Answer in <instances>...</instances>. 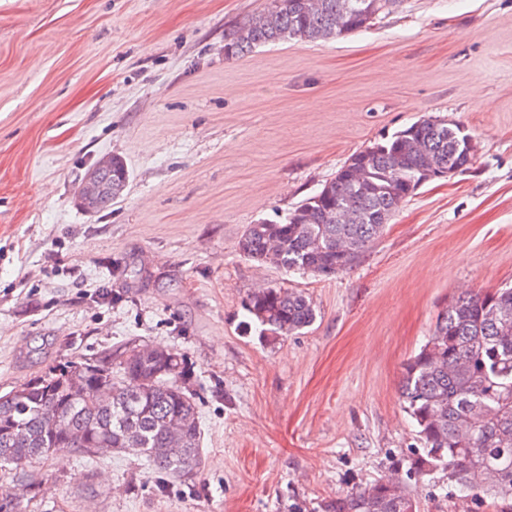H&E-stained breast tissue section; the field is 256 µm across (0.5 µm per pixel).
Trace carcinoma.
<instances>
[{
	"mask_svg": "<svg viewBox=\"0 0 512 512\" xmlns=\"http://www.w3.org/2000/svg\"><path fill=\"white\" fill-rule=\"evenodd\" d=\"M270 0L275 19L255 15L247 30L225 35L227 58L270 42L316 41L358 32L397 0ZM361 165L372 189H361L348 165L284 222L247 225L239 252L256 262L317 276H333L356 264L393 214L415 193L425 170L468 168L464 133L456 125L427 118L350 157ZM112 195L107 209L129 182L116 157L102 175ZM356 215L350 223L339 211ZM244 310L269 340L296 334L316 320L299 291L263 288L247 295ZM119 375L112 374V367ZM186 364L173 349L153 350L129 341L99 357L55 366L15 391L0 396V467L19 472L16 490H0V512H17L19 498L35 489L24 468L60 451L95 458V448H113L144 459L170 478L201 469L199 411L185 387ZM112 397L100 401L98 391ZM401 398L415 421L425 455L415 461L422 475L448 470L462 493L485 494L499 512H512V289L497 288L459 297L438 316L428 341L405 364ZM56 415L54 422L46 412ZM325 512H418L416 499L394 479H379L324 505Z\"/></svg>",
	"mask_w": 512,
	"mask_h": 512,
	"instance_id": "cac0c4a2",
	"label": "carcinoma"
}]
</instances>
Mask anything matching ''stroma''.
I'll return each instance as SVG.
<instances>
[{
    "label": "stroma",
    "mask_w": 512,
    "mask_h": 512,
    "mask_svg": "<svg viewBox=\"0 0 512 512\" xmlns=\"http://www.w3.org/2000/svg\"><path fill=\"white\" fill-rule=\"evenodd\" d=\"M267 0H0V394L135 339L180 352L198 395L193 476L61 452L26 469L19 512H322L399 477L419 512H493L437 469L400 398L448 303L512 287V0H401L346 36L258 46L224 36ZM439 117L477 146L423 184L353 267L260 265L238 240L279 223L355 152ZM127 165L112 207L76 191ZM302 291L316 320L275 341L258 287ZM113 158V164L112 158H108L93 166L86 174L80 188L79 198L85 203L94 202L106 193L112 195L103 196L97 202L94 209L97 212L111 207L112 202L121 197L129 182V171L126 164L119 157ZM110 168L112 171L102 175L107 182H112L108 185L102 181L101 174Z\"/></svg>",
    "instance_id": "1"
}]
</instances>
